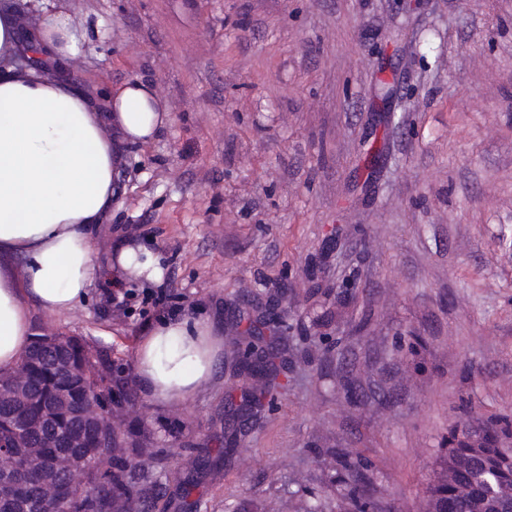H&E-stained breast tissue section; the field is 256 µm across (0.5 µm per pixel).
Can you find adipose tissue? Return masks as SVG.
Here are the masks:
<instances>
[{
    "instance_id": "adipose-tissue-1",
    "label": "adipose tissue",
    "mask_w": 512,
    "mask_h": 512,
    "mask_svg": "<svg viewBox=\"0 0 512 512\" xmlns=\"http://www.w3.org/2000/svg\"><path fill=\"white\" fill-rule=\"evenodd\" d=\"M39 23L0 11V371L13 369L34 334L33 310L56 313L84 301L101 274L93 232L118 198L119 146L145 142L170 121L151 83L125 82L103 105L42 70L77 58L90 39L53 0H39ZM34 64L19 72L18 59ZM112 260L124 277L162 283L160 255L130 237ZM214 327L205 318L161 320L137 352L136 380L151 401L191 399L216 365Z\"/></svg>"
}]
</instances>
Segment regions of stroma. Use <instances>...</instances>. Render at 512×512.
I'll return each mask as SVG.
<instances>
[{"label": "stroma", "instance_id": "stroma-1", "mask_svg": "<svg viewBox=\"0 0 512 512\" xmlns=\"http://www.w3.org/2000/svg\"><path fill=\"white\" fill-rule=\"evenodd\" d=\"M98 38L64 79L102 99L153 84L171 122L123 148L111 222L94 238L158 250L159 285L219 338L288 305L299 355L279 400L220 473L167 512H347L329 449L368 459L392 512H419L451 427L512 417V0H55ZM387 161L357 176L372 135ZM354 282L350 298L340 284ZM111 275L34 321L134 371L154 310L113 311ZM223 364L187 403L140 398L185 476L222 448Z\"/></svg>", "mask_w": 512, "mask_h": 512}]
</instances>
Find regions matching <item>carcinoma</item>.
<instances>
[{"label": "carcinoma", "mask_w": 512, "mask_h": 512, "mask_svg": "<svg viewBox=\"0 0 512 512\" xmlns=\"http://www.w3.org/2000/svg\"><path fill=\"white\" fill-rule=\"evenodd\" d=\"M262 318L263 328L250 326L244 338L231 339L232 349L225 358L234 377L248 382L243 393L251 419L278 400L280 375L288 372V311L271 309ZM41 337L36 334L22 356L29 375L25 401L12 400L13 377L0 372V445L14 435L12 415H19L41 431L38 448L42 453L65 452L74 466L86 471L95 495L60 480L57 501H41L39 490L50 473L31 464L25 472V487L0 512H138L155 507L167 493L155 473L160 459L152 432L129 423L112 429L109 440L88 417L92 408L88 389L107 385L112 405L120 411L138 400L133 379L104 374L83 350L85 341L80 337L57 334L60 348L52 351L44 348ZM511 426L506 417L488 426L491 436L483 439L482 448L468 447L455 431H449L448 447L440 449L433 464L423 512H490L511 502L512 447L498 445L502 428ZM333 460L335 478L344 486L343 496L357 512H375L377 504L364 477L365 461L342 451ZM187 464L191 472L213 470L211 450L192 449Z\"/></svg>", "instance_id": "obj_1"}]
</instances>
